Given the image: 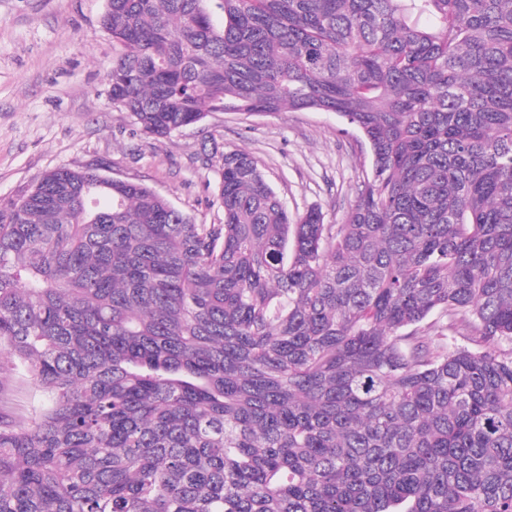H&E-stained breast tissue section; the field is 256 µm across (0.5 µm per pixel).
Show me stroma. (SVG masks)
<instances>
[{
    "label": "stroma",
    "mask_w": 512,
    "mask_h": 512,
    "mask_svg": "<svg viewBox=\"0 0 512 512\" xmlns=\"http://www.w3.org/2000/svg\"><path fill=\"white\" fill-rule=\"evenodd\" d=\"M107 0H0V201L46 170L94 168L141 183L197 224L224 219V152L257 161L289 210L343 223L370 172L368 147L329 112H210L165 139L112 106L119 50L101 25Z\"/></svg>",
    "instance_id": "35a3bbf8"
}]
</instances>
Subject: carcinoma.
<instances>
[{"label":"carcinoma","instance_id":"carcinoma-1","mask_svg":"<svg viewBox=\"0 0 512 512\" xmlns=\"http://www.w3.org/2000/svg\"><path fill=\"white\" fill-rule=\"evenodd\" d=\"M112 105L332 112L345 223L224 153L221 224L42 173L0 203V512H512V0H108ZM4 384L9 388V405L17 413L27 414L37 404L40 392L20 375L11 373L4 375Z\"/></svg>","mask_w":512,"mask_h":512}]
</instances>
